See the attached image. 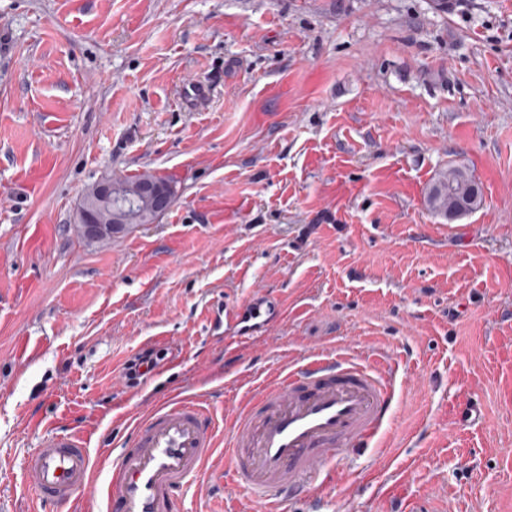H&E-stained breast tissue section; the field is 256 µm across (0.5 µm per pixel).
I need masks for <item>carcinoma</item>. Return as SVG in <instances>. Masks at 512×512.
I'll return each instance as SVG.
<instances>
[{"label": "carcinoma", "instance_id": "obj_1", "mask_svg": "<svg viewBox=\"0 0 512 512\" xmlns=\"http://www.w3.org/2000/svg\"><path fill=\"white\" fill-rule=\"evenodd\" d=\"M426 202L434 214L445 219L451 215L456 219L477 210L482 194L467 168L454 165L429 187Z\"/></svg>", "mask_w": 512, "mask_h": 512}]
</instances>
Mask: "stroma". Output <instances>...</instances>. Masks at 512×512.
<instances>
[{
    "label": "stroma",
    "mask_w": 512,
    "mask_h": 512,
    "mask_svg": "<svg viewBox=\"0 0 512 512\" xmlns=\"http://www.w3.org/2000/svg\"><path fill=\"white\" fill-rule=\"evenodd\" d=\"M455 164L483 202L448 222L426 194ZM145 172L169 210L84 238L86 190ZM257 290L280 317L213 336ZM318 350L398 366L320 512H512V0H0V512H70L22 483L46 432L87 436L101 480L152 404L205 398L222 436ZM224 472L178 512L218 507Z\"/></svg>",
    "instance_id": "stroma-1"
}]
</instances>
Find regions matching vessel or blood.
<instances>
[{
  "label": "vessel or blood",
  "mask_w": 512,
  "mask_h": 512,
  "mask_svg": "<svg viewBox=\"0 0 512 512\" xmlns=\"http://www.w3.org/2000/svg\"><path fill=\"white\" fill-rule=\"evenodd\" d=\"M278 307L265 295L225 309L213 328L247 336L271 322ZM395 369L381 355L316 352L238 407L219 448L208 407L173 398L136 423L103 483H95L87 442L68 432L42 438L23 480L43 504H74L87 496L104 512H174L175 500L223 452L229 485L257 512H284L288 495L305 492L329 458L368 447L390 421Z\"/></svg>",
  "instance_id": "1"
}]
</instances>
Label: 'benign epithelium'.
<instances>
[{"mask_svg":"<svg viewBox=\"0 0 512 512\" xmlns=\"http://www.w3.org/2000/svg\"><path fill=\"white\" fill-rule=\"evenodd\" d=\"M138 197L150 202L153 212L159 216L170 206L168 190L152 179L142 181ZM142 219L143 214L125 203L119 185L110 178L89 187L79 206V224L88 238L115 236Z\"/></svg>","mask_w":512,"mask_h":512,"instance_id":"obj_1","label":"benign epithelium"}]
</instances>
